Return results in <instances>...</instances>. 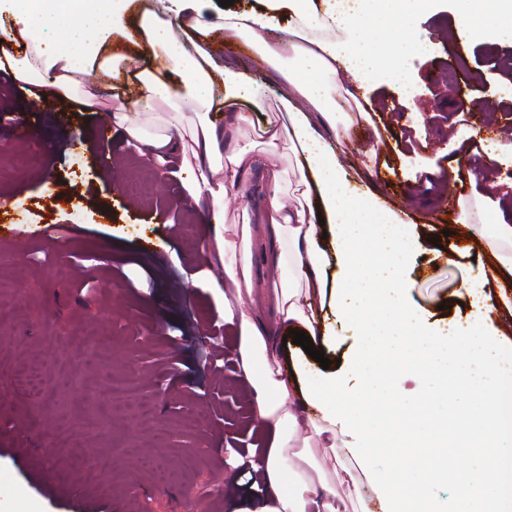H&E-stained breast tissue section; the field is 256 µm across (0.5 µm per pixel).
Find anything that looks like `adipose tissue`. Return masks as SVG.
<instances>
[{"label":"adipose tissue","instance_id":"adipose-tissue-1","mask_svg":"<svg viewBox=\"0 0 512 512\" xmlns=\"http://www.w3.org/2000/svg\"><path fill=\"white\" fill-rule=\"evenodd\" d=\"M206 0H156L129 18L132 0H0V40L23 42L5 54L0 70L55 94L81 93L87 111L99 101L93 83L111 73L116 91L136 87L146 104L166 107L165 133L150 134L124 113L115 123L159 159H179L191 173L193 201H205L211 233L209 261L224 269V320L238 335V371L251 390V416L266 439L251 468L264 487L233 495L232 512H344L311 449H322L354 491L369 488L382 512H512L499 489L512 462V434L501 408L512 399V225L475 231L490 258L465 284L475 299L470 321L445 328L425 324L409 301L405 271L416 232L367 189L352 192L318 122H336V81L357 89L388 83L413 86L401 62L418 49L410 35L428 0H347L318 11L315 0H261L258 10L226 9L218 23L202 21ZM460 0L459 27L512 41V0ZM296 25L289 38L266 33L278 13ZM393 33L372 39L376 23ZM249 41L292 87L281 98L286 121L268 120L259 140H239L241 102L255 99L256 80L224 62L210 47L218 37ZM148 65L128 70L127 50ZM230 124L214 125L211 108ZM288 142L300 175L295 206L281 198L283 175L271 148ZM265 175L257 223L226 230L224 198L253 172ZM263 241L279 275L255 281L251 245ZM342 269L335 294L339 315L352 323L358 349L343 372H286L273 322L316 337L329 261ZM413 380L415 388L400 384ZM313 414H306V407ZM450 498L440 504L438 483Z\"/></svg>","mask_w":512,"mask_h":512}]
</instances>
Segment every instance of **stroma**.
<instances>
[{"label": "stroma", "mask_w": 512, "mask_h": 512, "mask_svg": "<svg viewBox=\"0 0 512 512\" xmlns=\"http://www.w3.org/2000/svg\"><path fill=\"white\" fill-rule=\"evenodd\" d=\"M413 34L422 45L407 66L414 95L382 84L366 89L370 121L383 134L378 166L360 155L348 167L354 190L373 186L387 204H409L419 245L406 272L408 296L429 324L465 319L463 283L483 260L464 250L448 225L435 221L445 185L440 173L452 138L480 131L489 150L512 133V43L472 37L457 24L455 0H433ZM463 51L466 79H479L492 110L472 112L448 81V62ZM251 69L261 107L245 106L241 129L255 139L274 116L287 86L251 45L228 55ZM99 111L79 98L48 97L35 137L16 141L13 119L29 107L27 85L0 71V203L23 207L19 224L0 236V309L16 318L0 337V512H190L188 491L210 480L238 482L244 466L230 431L256 439L248 396L224 370L235 337L224 324L223 300L204 260V209L168 210L169 193L155 182L120 132L101 138L117 102L110 74L96 77ZM83 141L81 174L55 145ZM462 202L485 199L494 219L512 224V188L487 152L471 150ZM261 173L224 200L226 227L257 218ZM163 331H156V319ZM211 330L209 343H197ZM134 376L135 388L110 420L102 412L113 378ZM168 390L184 410L172 413L145 392ZM153 416L144 419L142 406ZM113 459L100 474L97 459ZM195 456L199 469L184 473Z\"/></svg>", "instance_id": "1"}]
</instances>
